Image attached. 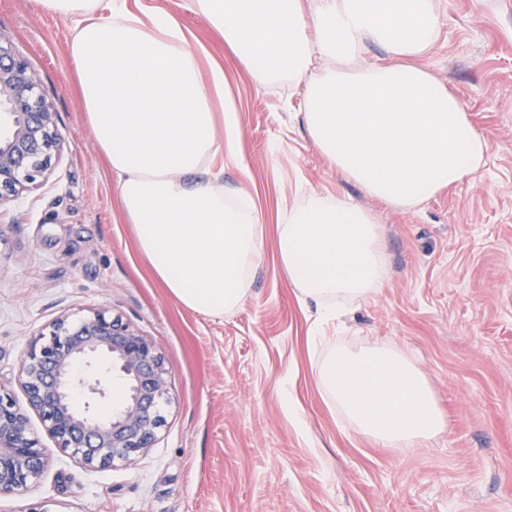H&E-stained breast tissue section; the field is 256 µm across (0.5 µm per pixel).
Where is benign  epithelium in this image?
Listing matches in <instances>:
<instances>
[{
	"mask_svg": "<svg viewBox=\"0 0 512 512\" xmlns=\"http://www.w3.org/2000/svg\"><path fill=\"white\" fill-rule=\"evenodd\" d=\"M57 115L37 75L0 44V207L45 176L59 156ZM126 387L121 408L105 419L110 379ZM26 406L0 388V491L24 494L47 459L30 427L40 417L62 452L88 469L113 467L145 455L164 425L167 372L161 353L121 319L92 309L62 316L49 333L30 338L15 378ZM84 399V409L73 399Z\"/></svg>",
	"mask_w": 512,
	"mask_h": 512,
	"instance_id": "1",
	"label": "benign epithelium"
}]
</instances>
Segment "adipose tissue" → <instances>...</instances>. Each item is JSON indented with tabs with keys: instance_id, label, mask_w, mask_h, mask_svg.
Instances as JSON below:
<instances>
[{
	"instance_id": "adipose-tissue-1",
	"label": "adipose tissue",
	"mask_w": 512,
	"mask_h": 512,
	"mask_svg": "<svg viewBox=\"0 0 512 512\" xmlns=\"http://www.w3.org/2000/svg\"><path fill=\"white\" fill-rule=\"evenodd\" d=\"M71 19L86 120L119 178L140 251L184 306L240 309L263 248L254 204L212 168L236 155L234 114L218 142L211 89L176 18L128 0H40ZM237 60L265 84L303 89L305 127L332 167L383 203L410 208L476 173L489 151L459 96L423 59L439 27L436 0H193ZM385 51L367 64L369 46ZM281 270L324 320L365 301L387 276L373 216L311 194L277 237ZM324 394L360 434L411 448L445 425L414 362L385 343L333 345L317 366Z\"/></svg>"
}]
</instances>
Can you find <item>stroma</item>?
I'll return each instance as SVG.
<instances>
[{"label": "stroma", "instance_id": "35a3bbf8", "mask_svg": "<svg viewBox=\"0 0 512 512\" xmlns=\"http://www.w3.org/2000/svg\"><path fill=\"white\" fill-rule=\"evenodd\" d=\"M143 3L179 21L203 66L224 70L239 133L224 184L252 196L262 258L234 313L178 302L139 250L86 122L72 20L39 0H0V44L37 74L64 144L47 177L0 211V386L15 390L29 338L95 308L156 345L171 398L153 448L99 470L60 451L31 415L47 466L25 495L0 493V512H512V0H437L424 63L461 98L489 152L477 174L406 210L332 167L303 126L302 89L256 81L191 0ZM312 191L370 211L389 267L370 300L327 326L275 251L278 224ZM318 330L412 359L443 432L413 448L358 434L319 392Z\"/></svg>", "mask_w": 512, "mask_h": 512}]
</instances>
